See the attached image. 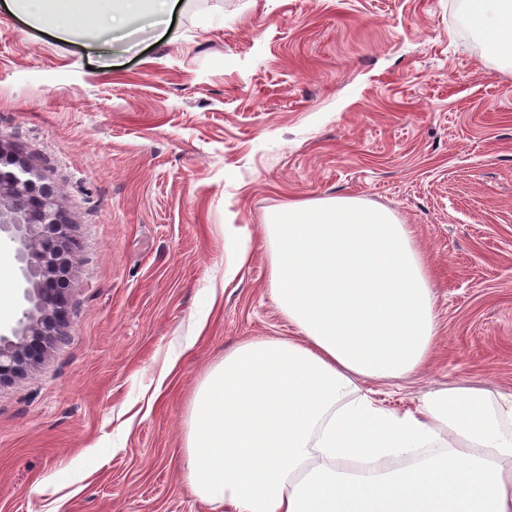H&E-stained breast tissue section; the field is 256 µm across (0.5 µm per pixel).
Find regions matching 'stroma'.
<instances>
[{
    "instance_id": "35a3bbf8",
    "label": "stroma",
    "mask_w": 512,
    "mask_h": 512,
    "mask_svg": "<svg viewBox=\"0 0 512 512\" xmlns=\"http://www.w3.org/2000/svg\"><path fill=\"white\" fill-rule=\"evenodd\" d=\"M457 2L179 0L98 47L0 6V137L61 187L78 247L66 339L0 382V512H224L183 479L187 409L237 342L295 335L260 245L292 200L386 207L428 262L436 353L377 399L512 393V70ZM228 224L255 240L230 280ZM0 280L6 329L22 309L7 242ZM174 350L172 390L127 422Z\"/></svg>"
}]
</instances>
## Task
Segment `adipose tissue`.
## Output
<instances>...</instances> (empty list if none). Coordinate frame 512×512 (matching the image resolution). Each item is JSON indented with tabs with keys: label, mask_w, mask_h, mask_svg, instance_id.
Returning <instances> with one entry per match:
<instances>
[{
	"label": "adipose tissue",
	"mask_w": 512,
	"mask_h": 512,
	"mask_svg": "<svg viewBox=\"0 0 512 512\" xmlns=\"http://www.w3.org/2000/svg\"><path fill=\"white\" fill-rule=\"evenodd\" d=\"M58 37L111 39L170 0H5ZM512 69V0H459ZM93 29L81 33L79 18ZM268 279L296 333L239 342L198 384L184 479L225 512H512V394L449 386L393 412L366 381L436 351L430 268L409 225L354 196L293 201L264 226ZM459 467H451L449 459Z\"/></svg>",
	"instance_id": "1"
}]
</instances>
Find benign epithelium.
Masks as SVG:
<instances>
[{"instance_id": "benign-epithelium-1", "label": "benign epithelium", "mask_w": 512, "mask_h": 512, "mask_svg": "<svg viewBox=\"0 0 512 512\" xmlns=\"http://www.w3.org/2000/svg\"><path fill=\"white\" fill-rule=\"evenodd\" d=\"M60 187L21 149L0 138V237L15 245L21 264L22 318L0 332V380L38 361L69 324V271L76 260Z\"/></svg>"}]
</instances>
